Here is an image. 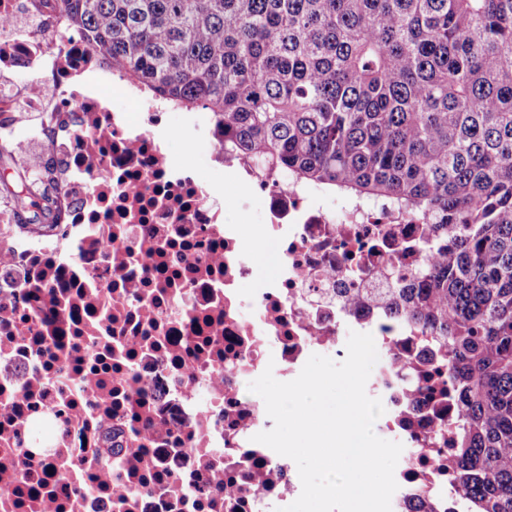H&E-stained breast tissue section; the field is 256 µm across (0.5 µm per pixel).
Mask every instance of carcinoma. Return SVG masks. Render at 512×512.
<instances>
[{"instance_id":"cac0c4a2","label":"carcinoma","mask_w":512,"mask_h":512,"mask_svg":"<svg viewBox=\"0 0 512 512\" xmlns=\"http://www.w3.org/2000/svg\"><path fill=\"white\" fill-rule=\"evenodd\" d=\"M58 2L225 155L426 220L421 285L387 302L448 354L454 483L512 512V0Z\"/></svg>"}]
</instances>
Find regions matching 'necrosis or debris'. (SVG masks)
<instances>
[{"label": "necrosis or debris", "instance_id": "obj_1", "mask_svg": "<svg viewBox=\"0 0 512 512\" xmlns=\"http://www.w3.org/2000/svg\"><path fill=\"white\" fill-rule=\"evenodd\" d=\"M23 8L41 23L0 73L39 75L0 88V121L43 113L44 155L82 193L56 186L53 230L0 231V512H278L302 485L254 442L273 422L248 385L268 368L293 380L314 354L342 361L353 331L378 353L373 430L403 445L392 512H471L448 476V364L382 300L424 265L423 218L333 208L242 159L227 164L247 194L219 199L165 151L162 98L114 84L57 0H0V18ZM109 89L139 111L111 108ZM255 207L251 236L224 220Z\"/></svg>", "mask_w": 512, "mask_h": 512}]
</instances>
